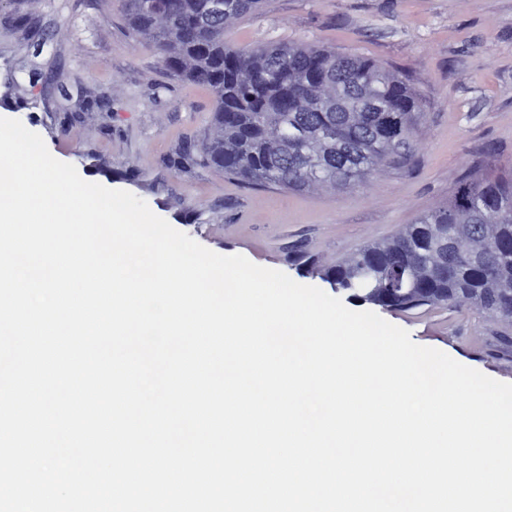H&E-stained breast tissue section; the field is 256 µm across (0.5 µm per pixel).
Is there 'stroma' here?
Instances as JSON below:
<instances>
[{
  "label": "stroma",
  "instance_id": "1",
  "mask_svg": "<svg viewBox=\"0 0 512 512\" xmlns=\"http://www.w3.org/2000/svg\"><path fill=\"white\" fill-rule=\"evenodd\" d=\"M224 42L324 46L405 76L425 110L413 158L352 188L307 191L251 186L207 163L210 91L167 72L122 0H0V117L205 248L329 294L327 266L445 205L463 176L512 170V0H265L225 27ZM181 153L192 159L184 171ZM376 313L512 383V321L474 307Z\"/></svg>",
  "mask_w": 512,
  "mask_h": 512
}]
</instances>
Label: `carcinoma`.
I'll return each mask as SVG.
<instances>
[{
	"label": "carcinoma",
	"instance_id": "1",
	"mask_svg": "<svg viewBox=\"0 0 512 512\" xmlns=\"http://www.w3.org/2000/svg\"><path fill=\"white\" fill-rule=\"evenodd\" d=\"M125 0L131 26L148 37L175 75L213 96L204 159L254 186L340 189L386 162L407 163L422 100L374 60L290 42L224 45L225 25L263 0ZM450 224L454 256H428V229ZM478 251L479 261L470 254ZM512 173L464 177L448 204L325 270L334 288L383 308L471 305L512 319Z\"/></svg>",
	"mask_w": 512,
	"mask_h": 512
}]
</instances>
